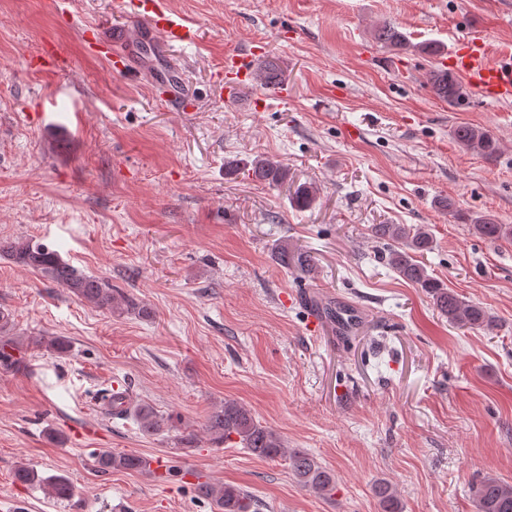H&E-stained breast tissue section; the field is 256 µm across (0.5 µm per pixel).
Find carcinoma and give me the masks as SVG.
Segmentation results:
<instances>
[{"mask_svg": "<svg viewBox=\"0 0 512 512\" xmlns=\"http://www.w3.org/2000/svg\"><path fill=\"white\" fill-rule=\"evenodd\" d=\"M376 39L384 45L399 51L413 48L422 53L436 55L440 45L432 42L413 44L398 27L388 23L376 32ZM429 81L435 95L450 105H459L466 99V92L458 79L448 71L433 70ZM456 141L467 149L492 157L498 152V141L490 133L461 125L455 129ZM251 175L258 181L278 186L288 181V167L269 158L257 156L244 163ZM316 201V189L309 185L297 188L293 197L299 208H308ZM473 234L485 239H501L512 236V227L499 224L484 216L465 219ZM374 238L397 243L388 250L387 261L400 277L423 289L433 300L439 312L451 323L470 328H488L493 317L482 306L470 303L439 279L428 273L426 266L417 257L431 248L432 237L423 225L374 224L371 227ZM5 254L21 267L42 273L57 285L90 305L111 313L134 314L149 317L147 307L124 295H118L108 281L77 270L64 261L59 252L49 245L29 237L0 239V255ZM276 260L283 267L295 265L307 272L311 267V256L305 252H292L288 245L277 246ZM43 349L63 356L71 351V343L62 336L45 338L30 336L19 340L13 336L0 338V364L12 366L20 359L16 352L25 349ZM138 430L145 436H155L164 431H174V449L196 448L199 435L195 429L182 423V418L164 416L148 404H140L134 411ZM203 432L209 442L220 447L226 443L239 444L254 455L270 460L288 461L292 475L300 485L313 495L326 498L336 491V476L332 470L322 466L314 456L300 450L286 448L284 440L273 429L264 426L250 410L233 400H226L211 411L204 423ZM97 465L103 472L129 470L148 474L151 462L135 452L114 453L102 450L96 454ZM51 494L59 501H69L76 496L72 484L63 477L50 482ZM197 497L210 501L216 512H259L258 501L246 490L226 483L211 481L195 484ZM381 512H402L397 491L387 482L375 487ZM475 498L478 512H512V483L487 473L476 483Z\"/></svg>", "mask_w": 512, "mask_h": 512, "instance_id": "1", "label": "carcinoma"}]
</instances>
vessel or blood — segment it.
Wrapping results in <instances>:
<instances>
[{
    "mask_svg": "<svg viewBox=\"0 0 512 512\" xmlns=\"http://www.w3.org/2000/svg\"><path fill=\"white\" fill-rule=\"evenodd\" d=\"M114 9L125 14V24L99 21L84 29L83 38L88 47L107 59L116 74L139 77L148 73L156 84H163V76L154 72L156 51L195 43L196 29L172 12L165 0H115ZM262 53L259 47L228 52L217 86L231 91L257 79V63ZM443 66L463 78L481 97L512 101V54L490 57L482 30H470Z\"/></svg>",
    "mask_w": 512,
    "mask_h": 512,
    "instance_id": "vessel-or-blood-1",
    "label": "vessel or blood"
}]
</instances>
